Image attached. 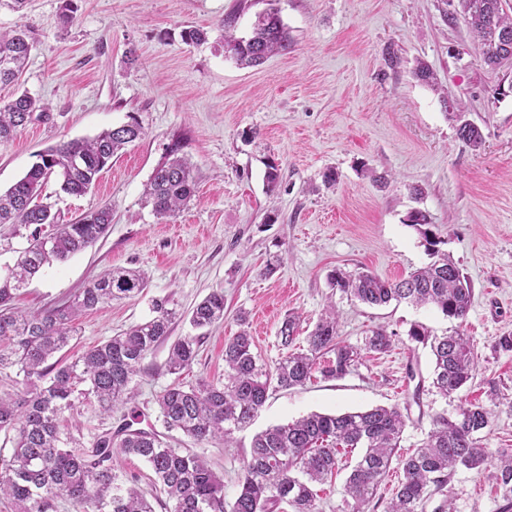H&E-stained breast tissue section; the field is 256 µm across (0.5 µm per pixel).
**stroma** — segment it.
Listing matches in <instances>:
<instances>
[{
    "instance_id": "stroma-1",
    "label": "stroma",
    "mask_w": 512,
    "mask_h": 512,
    "mask_svg": "<svg viewBox=\"0 0 512 512\" xmlns=\"http://www.w3.org/2000/svg\"><path fill=\"white\" fill-rule=\"evenodd\" d=\"M63 0H27L22 11L0 5V31L28 30L33 47L17 86L0 85V102L28 91L46 106L12 139L0 143V190L17 182L37 155L61 140L90 138L138 121L143 136L102 171L84 195L69 196L49 179L40 199L61 223L108 205L105 236L68 260L45 268L16 292L13 304L41 310L73 297L110 269L139 268L142 295L81 315L61 356L84 350L151 317L167 297L178 316L172 338L191 333L189 314L210 292H224V322L200 342L191 369L166 370L168 345L144 361L131 401L111 416L94 399L63 417L61 429L83 447L131 415L162 431L155 396L173 382L224 378V341L247 327L260 364L274 368L285 349L288 313L300 324L296 345L327 309L340 336L361 344L377 326L393 334L384 354L363 355L340 379L314 376L304 387L273 392L232 445L194 443L170 432L173 447L203 456L224 481L225 499L240 491L253 436L311 412L341 414L399 406L406 416L402 449L421 446L436 414L455 415L464 402L487 403L489 382L501 397L480 435L490 462L512 451V71L484 64L465 22L448 26L458 0H75L76 20L59 22ZM275 6L288 32L287 50L255 67L224 52V18L249 34L258 13ZM206 31L198 45L184 29ZM135 51L136 64L126 62ZM427 65L432 82L416 75ZM484 137L479 151L458 137L462 122ZM196 166L197 192L176 217L157 216L143 192L174 141ZM280 170L268 188V163ZM335 181H326L327 172ZM430 228L470 280L465 322L437 309L391 303L370 307L332 288L341 269L396 281L430 257L409 212ZM420 324L441 335L462 328L478 353L473 379L442 397L430 385L428 348L408 332ZM456 512H501L486 475L466 469L445 489Z\"/></svg>"
}]
</instances>
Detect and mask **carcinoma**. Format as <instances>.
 <instances>
[{"instance_id": "cac0c4a2", "label": "carcinoma", "mask_w": 512, "mask_h": 512, "mask_svg": "<svg viewBox=\"0 0 512 512\" xmlns=\"http://www.w3.org/2000/svg\"><path fill=\"white\" fill-rule=\"evenodd\" d=\"M477 43L493 38L498 29L512 35V13L504 11L506 0H460ZM235 17L224 19V51L242 65L254 66L288 47V36L271 6L257 15L249 35L232 33ZM33 43L27 31L0 32V84L18 81ZM45 105L27 92L15 94L0 104V142L10 140ZM459 138L476 151L483 143L478 127L466 124ZM137 122L104 130L92 139L61 141L39 154L26 174L7 191L0 192V225L43 226L53 231H35L20 252L8 277L0 281V371L12 369L22 391L16 397L0 396V431L15 432L11 453H0V497L17 512H57V499L67 497L77 512H154L153 506L133 486L119 479L113 465L121 453L142 458L149 464L170 503V512H273L284 504L289 512H319L318 490L336 472L342 456L360 449L346 479L345 492L351 512H365L392 465L402 477L386 512H425L433 496L442 499L433 512H455L444 494L451 475L459 468L487 473L504 501L512 507V453L502 454L494 470L487 468L488 453L477 435L489 428L492 408L466 403L454 416L438 414L423 444L405 454L397 453L405 416L397 406H376L343 414L311 413L291 423L269 427L252 440L244 462L241 489L234 500H224L223 483L205 460L189 449L173 448L154 430L134 427L125 421L115 431L98 435L93 446L68 448L73 438L62 436L63 414L76 408L82 395L95 398L100 413L134 397L135 378L144 371L147 355L169 338L177 310L172 300H155L154 316L130 326L64 363L54 356L69 345L74 321L86 311L114 300L132 298L148 288L141 271L112 268L53 308L22 312L11 306L14 292L29 278L55 261H65L93 245L112 224V208L104 206L72 224H61L48 204H35L38 189L56 176L62 192L85 193L98 179L112 157L141 138ZM175 142L168 158L153 171L146 184V202L161 217L174 216L191 201L196 176L190 159ZM427 245L432 261L400 281H388L371 273L330 275L334 287L368 306H386L407 300L415 305L435 306L444 316L464 321L471 305L472 288L456 264L439 249L441 240L426 229L427 216L415 211L408 216ZM298 317L288 315L279 334L287 348L295 340ZM224 323V292L213 291L192 309L189 324L195 335L175 340L166 369L178 373L191 368L198 356L201 333ZM411 339L430 348L434 357L432 385L451 396L473 377L477 354L468 337L456 330L437 336L416 325ZM393 336L378 327L364 337L362 345L341 338L335 310H330L306 337L307 347L287 352L269 371L258 364L252 337L243 329L224 342V381L204 379L185 386L173 383L158 394V418L167 431H178L196 442H230L232 434L248 426L264 406L269 392L304 386L314 374L325 379L349 374L365 353L384 354ZM333 358L322 362L326 354Z\"/></svg>"}]
</instances>
